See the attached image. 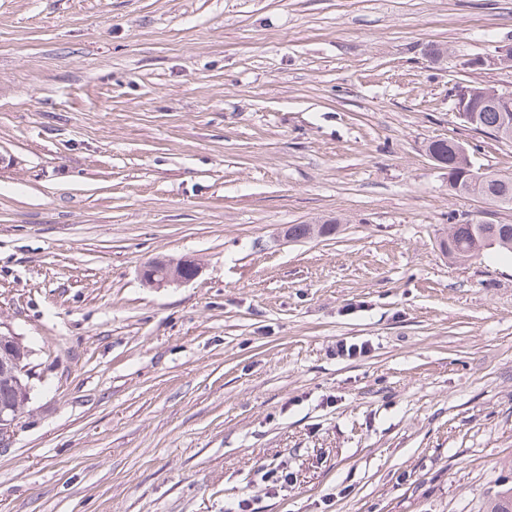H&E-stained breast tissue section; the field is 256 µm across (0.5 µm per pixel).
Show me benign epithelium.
Masks as SVG:
<instances>
[{
	"instance_id": "1",
	"label": "benign epithelium",
	"mask_w": 512,
	"mask_h": 512,
	"mask_svg": "<svg viewBox=\"0 0 512 512\" xmlns=\"http://www.w3.org/2000/svg\"><path fill=\"white\" fill-rule=\"evenodd\" d=\"M512 62V41L504 40L496 45L494 54L479 61L481 65H501ZM199 268L194 260H173L157 257L147 262L141 270V278L150 288H163L171 284L187 283L198 276ZM32 348L23 339L12 333L0 332V383L10 386L13 399L0 401V447L9 445L23 408L31 400L33 388L30 383L29 360Z\"/></svg>"
}]
</instances>
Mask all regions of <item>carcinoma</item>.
Listing matches in <instances>:
<instances>
[{"label":"carcinoma","mask_w":512,"mask_h":512,"mask_svg":"<svg viewBox=\"0 0 512 512\" xmlns=\"http://www.w3.org/2000/svg\"><path fill=\"white\" fill-rule=\"evenodd\" d=\"M474 129L501 134V139L512 140V134L500 133V130L512 126V112H503L495 107H482L471 113ZM457 142L451 139L433 140L427 145L429 154H438L450 163L448 172V191L456 196L479 195L504 209H512V178L502 183L495 178L478 174L472 168L471 180H458L456 170L463 164L456 151ZM441 251L455 261L480 259L490 250L512 253V224H457L448 230V237L440 241Z\"/></svg>","instance_id":"cac0c4a2"}]
</instances>
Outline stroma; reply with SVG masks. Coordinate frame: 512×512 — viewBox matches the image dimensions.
I'll return each mask as SVG.
<instances>
[{
    "instance_id": "1",
    "label": "stroma",
    "mask_w": 512,
    "mask_h": 512,
    "mask_svg": "<svg viewBox=\"0 0 512 512\" xmlns=\"http://www.w3.org/2000/svg\"><path fill=\"white\" fill-rule=\"evenodd\" d=\"M509 38L512 0H0V331L35 373L0 512H490L512 258L439 242L512 210L427 146L512 175L453 100L512 91L471 65ZM459 142L451 139H438L431 141L427 146L429 154H438L446 158L450 163V172H448V190L456 196L479 195L504 209H512V177L507 183L499 182L495 178L482 177L478 174L480 168L471 169L476 173L468 181L466 178L458 183L456 170L464 169V166L456 151ZM154 265L162 269L158 276L150 270ZM186 268L193 269L194 273L191 277L185 275ZM198 274V265L190 258L175 261L165 257H157L147 262L141 270V278L150 288H164L171 284L187 283L194 280Z\"/></svg>"
}]
</instances>
